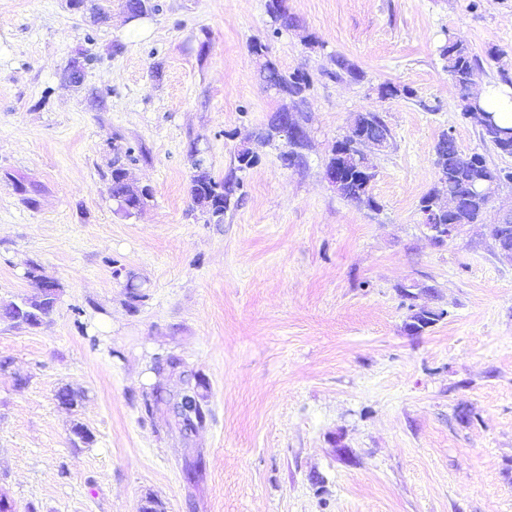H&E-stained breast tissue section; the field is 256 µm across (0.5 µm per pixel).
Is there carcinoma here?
I'll return each instance as SVG.
<instances>
[{
    "label": "carcinoma",
    "mask_w": 512,
    "mask_h": 512,
    "mask_svg": "<svg viewBox=\"0 0 512 512\" xmlns=\"http://www.w3.org/2000/svg\"><path fill=\"white\" fill-rule=\"evenodd\" d=\"M267 13L275 29H288L299 25V19L290 12L287 0H268ZM252 54L265 60L263 68V85L266 89H275L279 93L293 99L294 120H299V113L307 105V95L310 89V80L303 72H284L277 62L269 57L268 48L262 44L250 47ZM442 56L448 63V72L461 92L462 100H467L469 85L475 69L479 65L476 56L472 55L468 47L454 37H448L447 44L442 49ZM335 69L326 71L331 78H348L359 81L363 78L362 72L342 55L331 56ZM505 127L495 123L489 128L481 130L482 139L491 143L499 152L512 155V146L499 144V133ZM370 134L381 138H391V131L384 118L378 112H364L357 114L351 124V133L336 142L327 166L332 167L338 161H343L344 167L341 176L344 178L342 196L358 205L369 208L378 206L377 201L370 193V184L375 177L373 166L369 159L362 156L360 143L362 138ZM434 155L444 167L440 184L445 191L462 200V207L458 213L449 217L453 224H475L487 213L489 198L484 193L486 182L492 181L500 186L512 181V172L492 168L486 158L479 154H472L466 164H461V152L455 150L448 143V135H442L434 147ZM258 161L257 152L241 147L235 153V167L230 169L224 178L217 180L210 171L203 166L202 161L196 160L193 167L195 174L191 176L190 192L194 203L217 220H222L224 213L235 208L243 199V179L240 174L252 168ZM109 193L116 202H125V214L132 215L144 204L143 195L130 191L125 182V168L121 161L112 164L109 180ZM57 298L48 295L39 301L26 300L16 305V309L6 314L8 323L12 326L27 325L36 327L48 317L55 308ZM200 384L195 382L188 388L190 400L186 405H195V412L199 414L200 421L197 427L206 423L207 410L205 397L199 392ZM170 402L164 395L161 387H156L144 399L145 412L151 414L162 403Z\"/></svg>",
    "instance_id": "carcinoma-1"
}]
</instances>
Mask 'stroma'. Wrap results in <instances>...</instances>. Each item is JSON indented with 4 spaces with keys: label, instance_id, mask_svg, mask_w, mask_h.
Instances as JSON below:
<instances>
[{
    "label": "stroma",
    "instance_id": "35a3bbf8",
    "mask_svg": "<svg viewBox=\"0 0 512 512\" xmlns=\"http://www.w3.org/2000/svg\"><path fill=\"white\" fill-rule=\"evenodd\" d=\"M154 2L130 22L123 0H0V307L36 294L30 264L61 285L40 327L0 321V496L14 512H138L149 497L165 512H512V260L492 235L512 183L441 247L419 212L441 134L512 170L441 56L454 35L477 77L512 73V0H288L300 26L279 35L267 0ZM256 42L311 78L306 163L260 147L216 222L192 201L193 157L224 177L282 105ZM81 52L75 88L64 70ZM335 54L362 81L328 77ZM387 83L399 96L380 97ZM365 111L391 130L374 210L324 177ZM127 151L131 182L152 189L132 216L108 192ZM414 283L446 312L417 336L399 291ZM168 354L205 396L189 438L168 405L144 411L154 387H183L154 369ZM64 387L77 407L59 405Z\"/></svg>",
    "mask_w": 512,
    "mask_h": 512
}]
</instances>
